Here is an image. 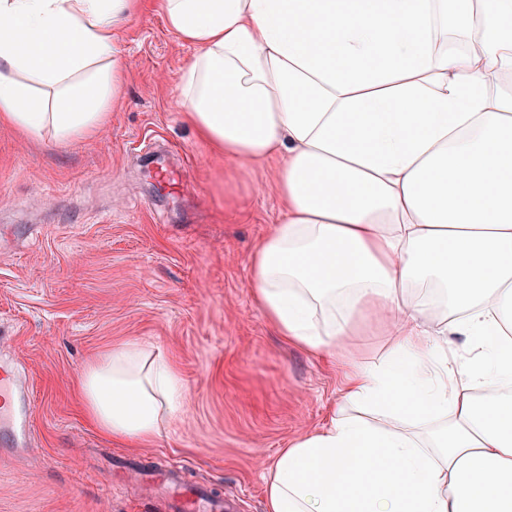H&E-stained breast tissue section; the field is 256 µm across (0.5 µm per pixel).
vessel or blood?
<instances>
[{"label":"vessel or blood","instance_id":"vessel-or-blood-1","mask_svg":"<svg viewBox=\"0 0 512 512\" xmlns=\"http://www.w3.org/2000/svg\"><path fill=\"white\" fill-rule=\"evenodd\" d=\"M31 402V386L19 383L11 368H0V433L9 432L12 446L27 443L32 429ZM153 475L149 494L163 500L166 512H238L240 508L236 496L184 483L177 465H160Z\"/></svg>","mask_w":512,"mask_h":512}]
</instances>
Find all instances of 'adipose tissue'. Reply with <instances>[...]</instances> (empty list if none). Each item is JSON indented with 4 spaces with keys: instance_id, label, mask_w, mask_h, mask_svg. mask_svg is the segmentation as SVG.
I'll use <instances>...</instances> for the list:
<instances>
[{
    "instance_id": "obj_1",
    "label": "adipose tissue",
    "mask_w": 512,
    "mask_h": 512,
    "mask_svg": "<svg viewBox=\"0 0 512 512\" xmlns=\"http://www.w3.org/2000/svg\"><path fill=\"white\" fill-rule=\"evenodd\" d=\"M448 44V0H162L191 43L178 96L225 160L278 159L284 218L250 256L278 336L335 358L368 317L384 364H349L330 423L281 449L264 512H512V0ZM142 0H0V123L60 144L100 129ZM449 312L429 321L416 292ZM96 429L159 441L181 388L130 340L81 371Z\"/></svg>"
}]
</instances>
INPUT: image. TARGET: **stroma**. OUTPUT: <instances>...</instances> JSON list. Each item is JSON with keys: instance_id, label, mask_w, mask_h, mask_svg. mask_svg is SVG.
<instances>
[{"instance_id": "obj_1", "label": "stroma", "mask_w": 512, "mask_h": 512, "mask_svg": "<svg viewBox=\"0 0 512 512\" xmlns=\"http://www.w3.org/2000/svg\"><path fill=\"white\" fill-rule=\"evenodd\" d=\"M118 38L124 84L97 134L57 146L0 123V356L34 390L30 446L0 439V512H137L140 478L107 483L112 456L132 452L264 512L277 455L328 425L344 365L286 344L250 293L251 251L283 216L277 160L242 168L198 138L177 94L194 49L157 0ZM127 340L183 380L164 438L133 450L72 387Z\"/></svg>"}]
</instances>
